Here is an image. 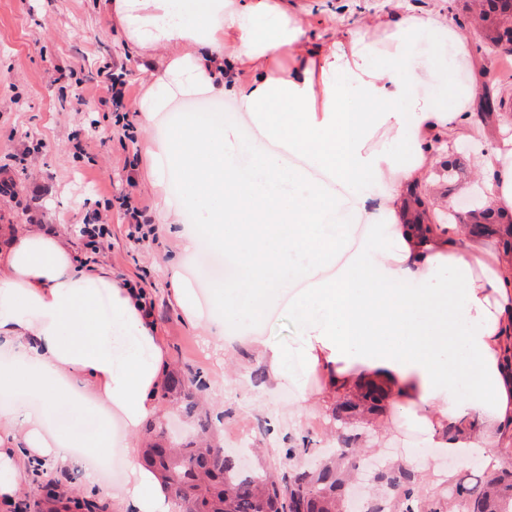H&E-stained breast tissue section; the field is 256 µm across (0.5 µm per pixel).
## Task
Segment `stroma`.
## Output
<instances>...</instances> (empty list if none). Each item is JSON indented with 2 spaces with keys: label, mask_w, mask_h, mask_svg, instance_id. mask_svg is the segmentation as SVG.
I'll return each mask as SVG.
<instances>
[{
  "label": "stroma",
  "mask_w": 512,
  "mask_h": 512,
  "mask_svg": "<svg viewBox=\"0 0 512 512\" xmlns=\"http://www.w3.org/2000/svg\"><path fill=\"white\" fill-rule=\"evenodd\" d=\"M399 1L409 12L448 17L469 45L478 90L493 89L512 111V55L482 39L471 0H303V6L314 36L328 39L338 35L340 24L359 28L374 14L395 12ZM107 68L123 69L131 99L141 96L149 65L113 30L97 0H0V180L17 182L14 193H0V234L27 224L59 225L82 260L142 289L155 307L152 322L167 352L163 370L205 372L206 404L224 416L218 439L230 452L249 449L246 466L279 475L303 462L299 456L287 460L288 449L305 444L319 458L337 447L340 436L352 435L357 445L387 452L413 471L425 503L444 494L449 481L475 484L483 474L478 450L432 448L417 425L387 409L341 425L333 416L335 401L317 395L320 373H309L302 385L271 379L264 347L298 343L289 303L305 282L295 272L301 263L296 255L282 259L287 281L277 297L236 337H216L185 317L170 295L169 265L180 266L206 311L213 307L210 284L220 275L211 269V256L184 254L182 225L166 219L167 208H180L183 190L166 177L167 162L154 153L156 138L173 129L174 110L218 105L245 144L240 161L254 164L272 143L229 96L179 93L150 120L126 106L99 107L96 83ZM477 159L474 152L463 155L448 182L439 179L438 165L429 167L427 180L437 183L447 202L426 199L428 216L463 209L475 185L490 182L492 170L478 167ZM127 195L148 211L142 230H134L121 206ZM86 223L106 227L92 248L80 233ZM203 266L211 270L207 284L198 274ZM82 482L80 470L48 468L40 481L24 486L23 512H86L74 494Z\"/></svg>",
  "instance_id": "obj_1"
}]
</instances>
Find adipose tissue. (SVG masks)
<instances>
[{"mask_svg": "<svg viewBox=\"0 0 512 512\" xmlns=\"http://www.w3.org/2000/svg\"><path fill=\"white\" fill-rule=\"evenodd\" d=\"M140 53L156 54L136 112L174 93L229 95L275 143L261 156L268 177L298 185L288 151L321 172L289 199L239 177L233 129L202 113L158 143L171 173L200 209L208 247L232 246L241 269L212 289L225 322L255 316L278 285L279 253L306 258L310 288L295 304L294 353L270 348L275 374L290 357L320 371L321 389L344 394L379 383L433 447L476 448L499 459L512 427V258L462 238L457 225L407 223V188L433 162L436 135L457 133L477 89L462 80L469 47L448 18L427 11L378 14L331 41L312 42L294 0H99ZM496 164L486 207L512 214L511 144L493 137ZM381 226L332 267L327 214ZM165 353L138 289L81 262L56 228L31 224L0 241V506L15 507L30 474L48 465L83 471L85 493L113 496L96 470L111 453L107 424L126 433L129 512H171L155 471L136 460L138 432L153 415Z\"/></svg>", "mask_w": 512, "mask_h": 512, "instance_id": "obj_1", "label": "adipose tissue"}]
</instances>
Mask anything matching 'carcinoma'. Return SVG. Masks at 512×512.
<instances>
[{"mask_svg":"<svg viewBox=\"0 0 512 512\" xmlns=\"http://www.w3.org/2000/svg\"><path fill=\"white\" fill-rule=\"evenodd\" d=\"M478 7L484 38L494 46H506V52L512 55V0H480ZM502 106V99L484 95L477 120L489 122ZM410 198L413 207L409 208V223H425L426 208L417 189L410 191ZM465 217L473 233H500L501 225L507 224L511 226L508 236L512 237V217L482 207L479 193L473 196ZM207 389L202 371L171 370L161 397L193 422L195 433L181 436L162 428L157 441L144 449V461L159 475L179 512H286V504L279 499L285 491L301 495L307 512H340L345 495L341 464L359 453L351 447V437L341 438V446L334 449L336 460L309 469L294 468L279 481L266 472H244L238 461L219 446L197 444L196 435H204L212 427L197 401L198 394ZM358 391L357 400L343 401L335 409L337 419L378 410L381 396L376 390L361 386ZM379 479L400 490L402 512H414L410 474L386 472ZM433 512H512V470L501 467L487 473L478 490L459 482L448 486V496L435 505Z\"/></svg>","mask_w":512,"mask_h":512,"instance_id":"carcinoma-1","label":"carcinoma"}]
</instances>
